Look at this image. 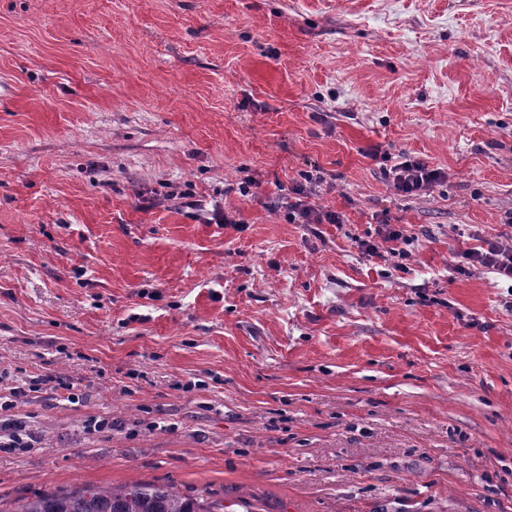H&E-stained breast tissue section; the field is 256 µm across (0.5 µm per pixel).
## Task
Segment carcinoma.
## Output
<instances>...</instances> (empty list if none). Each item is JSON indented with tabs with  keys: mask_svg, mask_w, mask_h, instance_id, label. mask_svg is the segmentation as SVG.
Returning <instances> with one entry per match:
<instances>
[{
	"mask_svg": "<svg viewBox=\"0 0 512 512\" xmlns=\"http://www.w3.org/2000/svg\"><path fill=\"white\" fill-rule=\"evenodd\" d=\"M13 512H224V504L169 486L84 485L70 492L40 494L21 503Z\"/></svg>",
	"mask_w": 512,
	"mask_h": 512,
	"instance_id": "1",
	"label": "carcinoma"
}]
</instances>
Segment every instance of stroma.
<instances>
[{
  "label": "stroma",
  "mask_w": 512,
  "mask_h": 512,
  "mask_svg": "<svg viewBox=\"0 0 512 512\" xmlns=\"http://www.w3.org/2000/svg\"><path fill=\"white\" fill-rule=\"evenodd\" d=\"M316 168L341 225L285 217ZM187 184L233 223L142 209ZM509 211L512 0H0V398L79 396L0 409V504L512 512V286L454 269ZM401 158L403 160L395 164L390 172L395 189L404 197L421 195L446 177L442 168H430L428 164L408 156ZM380 225L382 228L381 230L378 229L377 234L388 246L384 247L372 240H359L358 246L361 251L369 257H382L381 249H386L385 252L392 257H399L401 260L406 261L409 260L412 257V252L401 245H411L413 242L412 237L407 236L404 230L401 227H397L396 224H390V220L386 217L381 219ZM222 501L184 494L169 486L84 485L70 492L43 493L11 512H224Z\"/></svg>",
  "instance_id": "obj_1"
}]
</instances>
